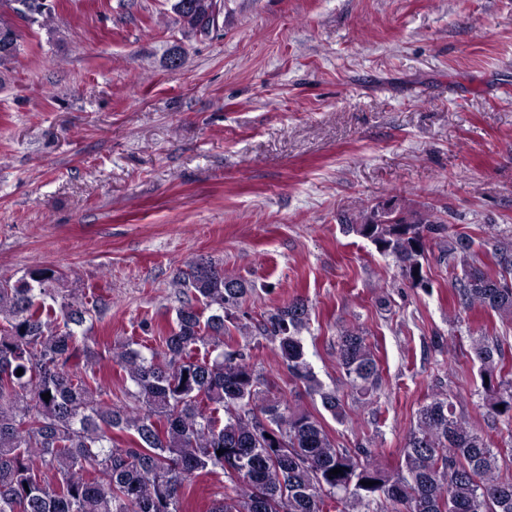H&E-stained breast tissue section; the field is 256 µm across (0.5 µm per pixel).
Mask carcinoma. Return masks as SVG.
Wrapping results in <instances>:
<instances>
[{
	"mask_svg": "<svg viewBox=\"0 0 512 512\" xmlns=\"http://www.w3.org/2000/svg\"><path fill=\"white\" fill-rule=\"evenodd\" d=\"M46 2L0 0V69L17 58L18 21H52ZM222 9V0L172 4L176 24L193 34L208 32ZM339 221L392 258L403 278L428 288V245L439 241L456 271L457 305L512 321V237H491V269L472 238L452 232L432 209L407 211L388 199ZM63 281L52 267L0 276V512H182L190 480L218 472L224 497L208 512H512V475L502 468L512 456V367L486 329L472 337L470 355L488 378L482 407L509 440L492 447L457 413L460 400L436 393L418 410L390 473L376 464L375 449L337 447L316 415L260 387L253 349L264 339L293 379L343 416L341 397L306 360L303 300L254 322L242 310L248 281L190 264L175 281L183 299L162 347L146 354L129 343L113 353L133 385L114 400L112 371L98 366L83 330L109 303L61 292L47 303ZM235 331L253 344L235 343ZM338 360L351 390L370 401L381 374L364 330L341 331ZM49 473L55 482L45 480Z\"/></svg>",
	"mask_w": 512,
	"mask_h": 512,
	"instance_id": "obj_1",
	"label": "carcinoma"
}]
</instances>
